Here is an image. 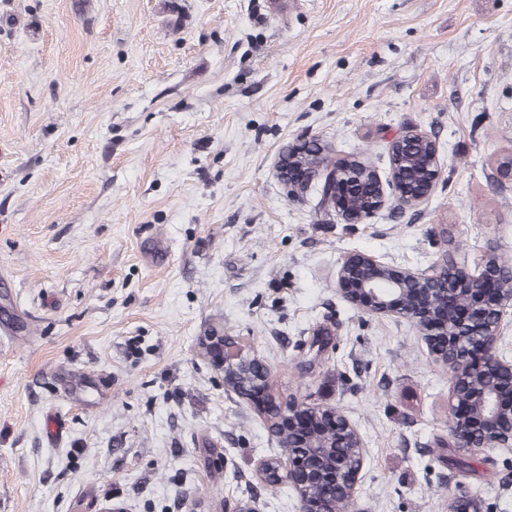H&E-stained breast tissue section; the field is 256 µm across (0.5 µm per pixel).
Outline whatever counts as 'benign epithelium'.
I'll return each instance as SVG.
<instances>
[{
	"label": "benign epithelium",
	"mask_w": 512,
	"mask_h": 512,
	"mask_svg": "<svg viewBox=\"0 0 512 512\" xmlns=\"http://www.w3.org/2000/svg\"><path fill=\"white\" fill-rule=\"evenodd\" d=\"M311 145L303 141L281 153L276 168L281 182L295 197L308 184L318 182L325 204L341 212L348 224H361L386 204L400 210L423 203L442 175L439 147L426 133L409 129L393 139L388 155L408 152L409 166L426 177L417 190H409L402 171L390 166V179L384 181L378 172L359 161L350 160L328 166L306 165L300 154ZM376 188V196L363 209L350 205V194L365 182ZM499 257L494 245L485 250L474 266L466 261H448L443 255L426 269L398 267L364 252L344 256L336 269V285L342 297L364 313L380 317L401 318L420 333L436 360L448 366L450 386L448 415L450 431L456 447L467 452L482 448H512V431L502 434L497 422L512 420V361L498 357L494 345L504 322L512 317V278L497 273ZM465 288L470 300L454 314L437 310L438 285ZM203 349L221 370L238 369L239 376L249 375L251 358L243 356L227 344L224 337L213 335ZM326 417L329 437L340 445L360 449L357 462L336 457L333 476L349 473L351 488H356L363 468L365 450L356 427L341 413L327 407L307 406L294 400L279 407V415L270 418V427L288 426V432L312 429V423ZM262 482L288 481L303 492L319 483L320 474L314 461L299 457L295 461L262 460L256 469Z\"/></svg>",
	"instance_id": "obj_1"
}]
</instances>
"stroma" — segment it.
<instances>
[{"label": "stroma", "mask_w": 512, "mask_h": 512, "mask_svg": "<svg viewBox=\"0 0 512 512\" xmlns=\"http://www.w3.org/2000/svg\"><path fill=\"white\" fill-rule=\"evenodd\" d=\"M409 128L442 176L403 213L345 223L274 168L316 138L384 175ZM506 156L512 0H0V512H301L216 330L356 426L351 512H512V450L459 451L447 369L335 277L512 261ZM202 348L214 365L224 370V372L228 367H233L238 369L241 378L250 376L248 369L253 358L245 357L240 352L235 351L234 346L228 345L226 340H224V336H208Z\"/></svg>", "instance_id": "35a3bbf8"}]
</instances>
